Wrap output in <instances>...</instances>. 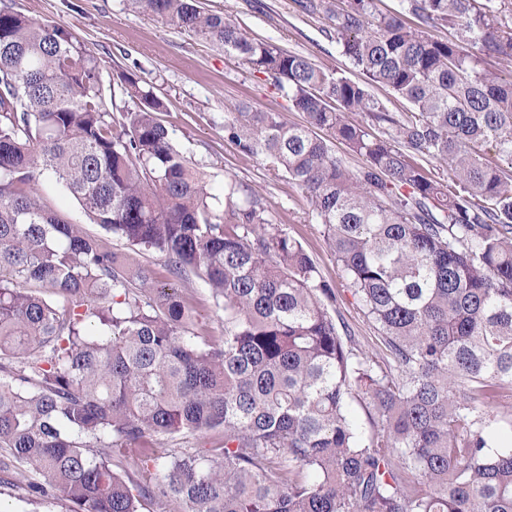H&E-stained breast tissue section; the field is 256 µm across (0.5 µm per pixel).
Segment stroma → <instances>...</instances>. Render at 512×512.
I'll return each instance as SVG.
<instances>
[{"instance_id":"obj_1","label":"stroma","mask_w":512,"mask_h":512,"mask_svg":"<svg viewBox=\"0 0 512 512\" xmlns=\"http://www.w3.org/2000/svg\"><path fill=\"white\" fill-rule=\"evenodd\" d=\"M205 8L223 11L246 27L252 37L305 56L358 83L367 78L343 55L329 34L325 14L302 10L297 0H203ZM14 9L68 28L100 60L105 90H112L124 72L136 73L164 100L167 112L160 118L174 132L180 147L197 163L215 193H222L225 176H234L268 207L274 224L298 239L317 264L322 277L339 293L338 316L359 349L381 350L380 337L364 316L347 287L345 276L312 214L306 193L267 163L245 156L224 135V121L239 103L281 113L299 121L288 100L265 74L253 70L242 58L151 16L131 10L127 0H13ZM40 193L85 231L114 251L126 245L106 234L82 213L77 201L57 188L49 177L36 178ZM134 260L157 272L160 282H176L194 311L199 326L213 345L224 334V312L217 309L207 284L197 278L172 279L164 272V259L152 252H137Z\"/></svg>"}]
</instances>
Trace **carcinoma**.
Masks as SVG:
<instances>
[{
    "instance_id": "obj_1",
    "label": "carcinoma",
    "mask_w": 512,
    "mask_h": 512,
    "mask_svg": "<svg viewBox=\"0 0 512 512\" xmlns=\"http://www.w3.org/2000/svg\"><path fill=\"white\" fill-rule=\"evenodd\" d=\"M241 56L303 123L245 107L224 134L305 190L385 357L354 346L338 293L262 199L219 197L133 72L110 109L99 59L64 27L0 0V472L73 512H512V58L498 0H302L392 112L342 74L208 10L127 0ZM453 33L448 40L428 29ZM368 116L351 121L346 113ZM340 141L364 159L351 170ZM448 165V179L423 163ZM46 173L95 224L191 272L224 308L212 346L187 300L38 193ZM361 399L368 425L350 410ZM224 430V447L165 453L152 438ZM160 463L133 493L115 470Z\"/></svg>"
}]
</instances>
